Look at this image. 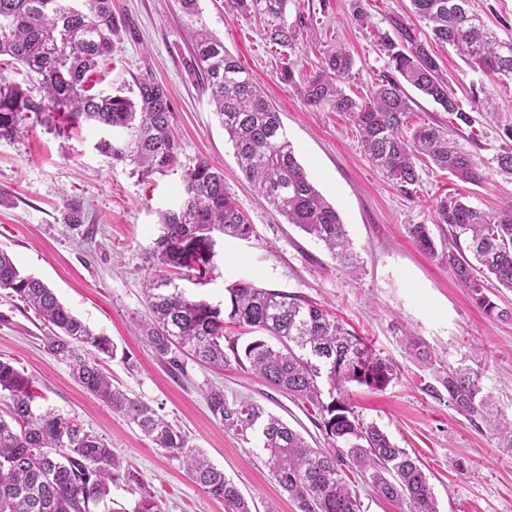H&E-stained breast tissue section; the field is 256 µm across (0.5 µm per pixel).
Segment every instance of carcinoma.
Masks as SVG:
<instances>
[{"instance_id": "1", "label": "carcinoma", "mask_w": 512, "mask_h": 512, "mask_svg": "<svg viewBox=\"0 0 512 512\" xmlns=\"http://www.w3.org/2000/svg\"><path fill=\"white\" fill-rule=\"evenodd\" d=\"M200 0H177L194 37L186 65L210 93L215 115L234 148L237 164L257 192L287 223L322 242L348 269L356 268L345 225L296 159L278 112L252 76L224 48L202 19ZM290 0H225L232 12L248 19L273 21L269 42L281 48L279 74L312 110L343 112L357 126L361 146L382 175L405 193L420 181V169L435 167L463 183L479 185L487 163L449 134L471 127L475 117L458 103L443 75L434 47H453L485 75H512V39L486 28L471 0H410L411 12L425 21L431 40L394 21L397 39L377 31L374 37L388 58L387 72L368 99H354L344 85L355 59L343 45L323 52L318 71L296 77L291 59L294 28L285 23ZM124 27L112 0H0V56L19 62L37 79L44 95L31 97L0 76V137L12 136L31 115L64 112L74 123L126 130L130 139H104L97 148L118 161L136 164L142 176L164 175L179 164V143L171 126L167 88L150 77L135 81L132 95L91 93L87 82L101 60L112 55V41ZM408 84L454 116L452 126L419 124L409 129L413 99ZM495 161L499 173L512 176V122L502 128ZM185 198L166 212L150 248L154 273L143 282L148 312L140 320L143 343L175 376L186 375L185 356L215 367L236 364L271 386L316 410L329 448H313L303 435L252 401L230 397L212 385L205 397L212 415L229 431L255 444L280 488L299 512H361V501L348 473L368 478L377 494L407 512H437L429 478L419 460L398 447L380 427L359 418L344 398L356 384L383 390L397 376L395 365L376 354L361 337L346 330L327 311L295 295L236 284L227 288L228 311L204 299H192L168 276L170 269L207 273L215 256V235L245 238L252 225L224 188V172L205 159L182 176ZM66 223L84 222L79 202L64 200ZM437 224H446L454 249L448 269L468 288L489 317L512 319L487 291L496 283L512 290V205L485 210L462 195L436 201ZM422 250L435 252L426 224L408 228ZM0 290L22 301L48 328L44 342L68 361L74 380L88 393L123 415L156 448L182 463L188 476L210 496L224 501L226 512H252L253 500L186 446V437L154 408L114 385L98 357H117V346L63 305L52 289L22 273L0 249ZM252 329L243 345L224 334V319ZM406 353L433 382L425 390L448 394L458 413L492 420L493 403L482 395L479 373L445 368L419 338H402ZM328 389H323V385ZM328 400H323V395ZM0 396L9 400L0 415V512H112L111 486L119 480L140 482L123 470L122 461L99 436L52 409L34 405L31 383L0 359ZM132 512H164L150 491Z\"/></svg>"}]
</instances>
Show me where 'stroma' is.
Returning a JSON list of instances; mask_svg holds the SVG:
<instances>
[{"instance_id":"35a3bbf8","label":"stroma","mask_w":512,"mask_h":512,"mask_svg":"<svg viewBox=\"0 0 512 512\" xmlns=\"http://www.w3.org/2000/svg\"><path fill=\"white\" fill-rule=\"evenodd\" d=\"M362 4L368 13L364 27L352 19V0H291L288 22L296 30L300 73L317 70L327 48L344 45L355 59L346 92L364 98L386 64L375 31H391L396 19L419 36L429 30L412 14L409 0ZM200 7L206 26L279 111L298 161L336 207L359 271L349 273L322 243L287 223L241 173L208 92L186 68L193 31L175 0H113L125 28L91 84L97 93L125 91L145 73L164 84L179 138L178 167L145 179L133 163L98 150L100 140L118 139V132L72 125L62 112L30 118L13 138L0 139V248L135 361L132 369L117 359L106 361L114 384L178 427L188 446L223 469L257 507L299 512L262 450L225 432L214 418L204 390L213 383L226 394L255 401L313 447L324 448L328 441L316 412L235 365L213 369L191 363L185 378L173 377L139 338L137 321L147 312L142 283L151 272L147 253L163 213L182 200L184 172L199 159L209 160L223 170L224 184L253 233L244 240L218 239L211 272L182 281L186 294L219 304L229 286L249 283L329 311L396 365L398 376L384 390L353 385L346 398L361 419L376 423L398 447L418 457L439 512H512V444L494 423L465 417L447 399L425 392L430 373L401 344L402 334L411 333L443 366L478 371L499 420L512 422V319L486 316L455 279L440 254L448 227L436 223L434 213L437 200L459 193L486 210L505 208L512 203V181L493 171L475 186L426 169L412 193L400 191L369 162L347 116L308 109L293 87L281 82L266 23L228 12L225 0H200ZM438 55L459 104L476 119L458 134L459 143L492 160L501 144L497 122L512 119V76L482 75L448 47ZM475 87L483 88L484 103L473 104ZM66 193L84 210L80 227L64 222ZM412 224L429 225L436 253L414 244L408 234ZM46 332L33 311L0 291V359L11 360L30 379L37 406L77 419L102 438L168 512H224L223 502L193 483L178 460L152 447L134 425L72 379L67 361L44 344Z\"/></svg>"}]
</instances>
